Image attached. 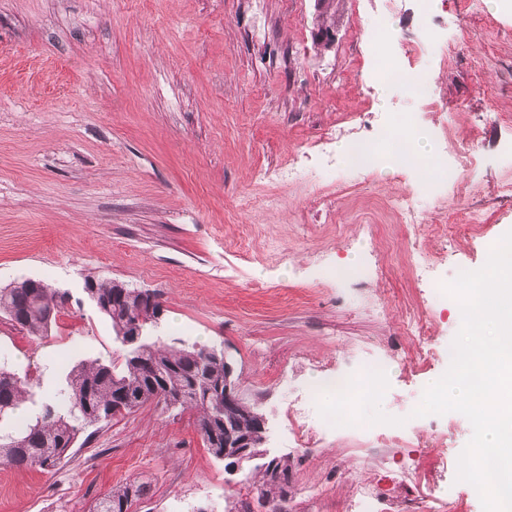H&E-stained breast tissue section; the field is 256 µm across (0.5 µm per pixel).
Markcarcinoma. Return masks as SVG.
Returning a JSON list of instances; mask_svg holds the SVG:
<instances>
[{
  "instance_id": "obj_1",
  "label": "carcinoma",
  "mask_w": 512,
  "mask_h": 512,
  "mask_svg": "<svg viewBox=\"0 0 512 512\" xmlns=\"http://www.w3.org/2000/svg\"><path fill=\"white\" fill-rule=\"evenodd\" d=\"M123 290L132 288L117 280L85 281V292L111 322L115 338L124 342L135 323L140 329L137 343L119 365L93 360L72 367L65 377L67 407L44 400L24 428L0 431L1 465L53 468L86 427L109 423L147 403L195 412V426L205 431L206 447L216 459H224V350L167 345L153 336L163 312L161 302L134 308L120 300ZM68 300L67 293L36 279L27 287L0 288V315L28 335L44 337ZM31 400L28 382L0 368V420ZM288 472L284 458L260 466L254 481L260 505L275 506L288 496ZM150 489V481L143 479L116 485L97 499L92 512H130Z\"/></svg>"
}]
</instances>
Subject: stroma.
<instances>
[{"instance_id":"obj_1","label":"stroma","mask_w":512,"mask_h":512,"mask_svg":"<svg viewBox=\"0 0 512 512\" xmlns=\"http://www.w3.org/2000/svg\"><path fill=\"white\" fill-rule=\"evenodd\" d=\"M323 0H0V287L45 281L70 300L48 336L0 318V367L59 396L84 360L126 349L84 291L116 279L159 294L158 333L175 346L225 348L240 395L265 419V458L287 459L289 512H348L359 486L373 512H482L456 479L472 436L461 413L414 416L443 376L459 326L454 306L418 280L412 241L444 278L484 266L512 229V14L493 0H334L335 39L321 44ZM385 16L402 63L433 77L435 105L378 82L362 27ZM384 112H408L446 162L473 164L444 201L417 194L414 170L324 173L340 145L367 141ZM444 125L448 137L433 138ZM302 168L282 182L279 169ZM413 193L426 230L390 214ZM486 223L464 224L470 209ZM447 243L428 232L444 212ZM365 268L339 281L327 266ZM414 308L427 328L406 335ZM381 358L382 409L403 418L382 442L337 427L300 445L293 396L325 373ZM255 462L226 469L190 413L155 404L90 426L57 468L0 466V512H89L116 484L149 478L133 512H232L256 502Z\"/></svg>"}]
</instances>
